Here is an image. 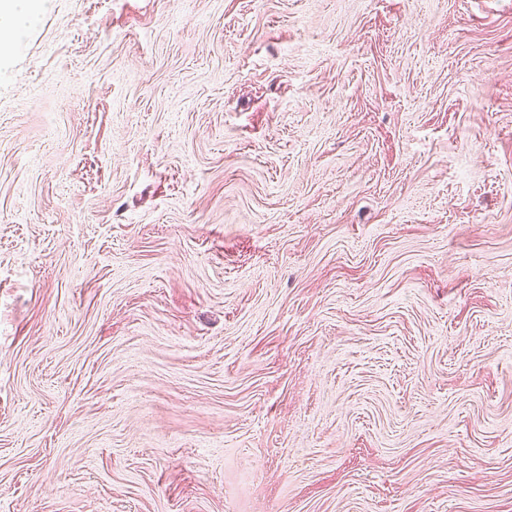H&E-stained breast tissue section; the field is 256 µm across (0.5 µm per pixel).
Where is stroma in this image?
<instances>
[{
  "label": "stroma",
  "instance_id": "stroma-1",
  "mask_svg": "<svg viewBox=\"0 0 512 512\" xmlns=\"http://www.w3.org/2000/svg\"><path fill=\"white\" fill-rule=\"evenodd\" d=\"M0 512H512V0H44Z\"/></svg>",
  "mask_w": 512,
  "mask_h": 512
}]
</instances>
